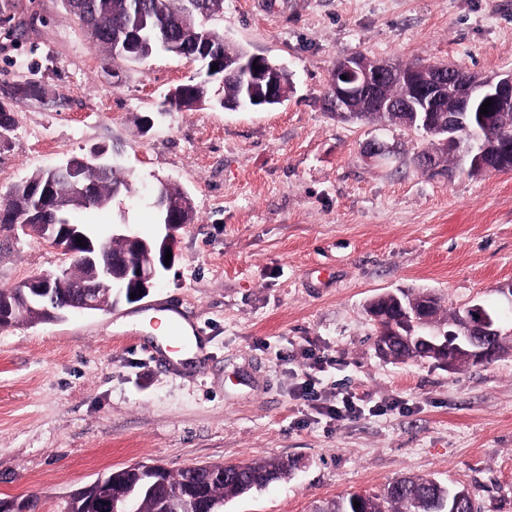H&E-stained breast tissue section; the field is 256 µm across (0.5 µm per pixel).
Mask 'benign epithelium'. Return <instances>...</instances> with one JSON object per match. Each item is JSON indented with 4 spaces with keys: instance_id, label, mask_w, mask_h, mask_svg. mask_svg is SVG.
I'll return each mask as SVG.
<instances>
[{
    "instance_id": "7a95c632",
    "label": "benign epithelium",
    "mask_w": 512,
    "mask_h": 512,
    "mask_svg": "<svg viewBox=\"0 0 512 512\" xmlns=\"http://www.w3.org/2000/svg\"><path fill=\"white\" fill-rule=\"evenodd\" d=\"M197 0H185L180 10V25L192 28L197 15ZM260 69H253V65ZM282 66L273 64L263 55L246 53L235 58L224 59V77L237 76L246 88L247 106H265L278 98H287L281 89ZM398 81L408 89L407 97L399 102L386 101L379 96L382 85ZM332 85L335 92L326 109L342 115L356 111V104L366 103L373 112H409L412 118L418 114L446 111V103L453 101L457 112H479L485 100L512 102V72L480 77L463 70L440 68L428 71L418 66L408 71H397L385 62L371 61L365 56L352 53L342 57L334 69ZM465 123L457 121L448 125V139L444 147L464 149L475 154L469 167L473 174L488 170L482 160L481 144L462 146L459 129ZM104 152L93 151L82 157H72L49 169V176L69 177L73 192L67 200L58 199L47 192H38L35 186L29 193L40 194L37 208L51 213L61 212L69 206L85 202L93 193L96 180L90 174L101 175L108 163L102 161ZM192 200L171 202L164 190H159L155 207L159 208L161 224L167 230L160 243H149L130 233L112 234V239L121 240L125 248H112L111 243L92 241L79 224H31L30 217L8 210V198H0V244L4 239H17L19 234H34L52 246L60 248L71 260L70 265L49 274L27 278L17 285L18 300L11 305L14 315L30 312L42 319H62L71 312L101 310L112 306L114 301H104V294L113 290L125 296L128 302L141 300L152 286L160 269L166 268L165 254L174 249L175 231L186 226V207ZM82 242H77V238ZM68 282L75 289L74 296L64 302L57 297L56 288ZM135 298H130L131 293ZM501 336L498 319L482 305L462 308L456 329L441 338L448 358L439 364L453 371L457 361L466 359L482 364L488 353V341ZM379 345L376 351L386 359L391 349L399 344L407 348L418 359L428 358L425 349L432 341L422 336H387L378 332ZM111 477L101 478L72 493V496L90 497L97 504L98 512H131L128 496H110L107 488Z\"/></svg>"
}]
</instances>
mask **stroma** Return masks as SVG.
<instances>
[{
    "label": "stroma",
    "instance_id": "1",
    "mask_svg": "<svg viewBox=\"0 0 512 512\" xmlns=\"http://www.w3.org/2000/svg\"><path fill=\"white\" fill-rule=\"evenodd\" d=\"M206 27L283 64L280 105L228 110L202 63L156 53L108 64L64 0H0V101L16 128L0 146V194L27 174L101 148L131 189L78 214L156 236L163 183L196 212L175 258L138 302L63 320L0 327V499L40 512L115 469L170 471L291 458L287 479L224 512H311L421 475L467 487L480 512H512V352L448 371L375 349L365 311L398 289L435 291L448 311L498 307L512 283V171L433 175L414 162L415 130L336 119L322 105L338 59L448 63L482 76L512 70V0H224ZM210 102L166 108L180 85ZM377 138L393 150L373 162ZM23 236L0 250V288L65 265ZM197 328L204 347L174 360L158 312ZM312 375L319 405L304 402ZM364 412L341 422L338 392Z\"/></svg>",
    "mask_w": 512,
    "mask_h": 512
}]
</instances>
